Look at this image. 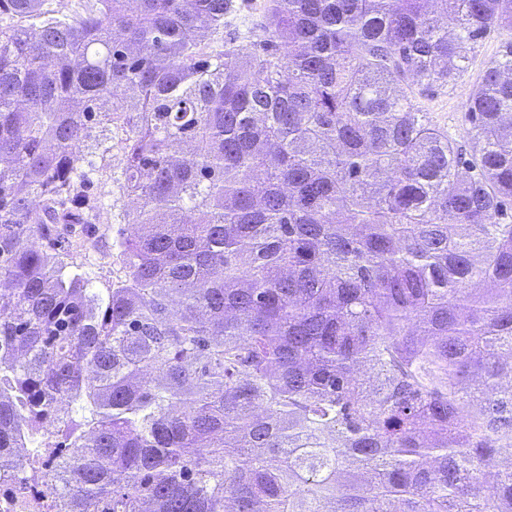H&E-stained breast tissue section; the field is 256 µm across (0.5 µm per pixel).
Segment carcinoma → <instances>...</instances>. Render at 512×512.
Instances as JSON below:
<instances>
[{
  "label": "carcinoma",
  "instance_id": "carcinoma-1",
  "mask_svg": "<svg viewBox=\"0 0 512 512\" xmlns=\"http://www.w3.org/2000/svg\"><path fill=\"white\" fill-rule=\"evenodd\" d=\"M0 0V464L30 512H512V0ZM120 153L99 290L56 240ZM69 415L58 423L56 411ZM236 12L231 18L234 17L233 25L227 29L229 32L244 33L253 20H259V11H255L256 5L263 0H233ZM236 28V29H235ZM228 32V33H229ZM512 38V31L504 27L492 33L476 49L467 72L448 88L433 87L427 90L415 88L419 106L441 124L448 125V136L462 149H468L469 123L465 121L466 106L473 90L483 75L485 63L493 58L502 43ZM70 257H72V259H70ZM67 261L74 262L75 267H71L69 269L87 277L92 282L93 288H106L112 282V277H116L118 269L120 268L118 263H112L113 267L111 266L108 270H93L87 267L77 255H69ZM112 269L114 270V274H112ZM7 484L21 497L39 499L44 496V486L39 478L20 471H0V487Z\"/></svg>",
  "mask_w": 512,
  "mask_h": 512
}]
</instances>
